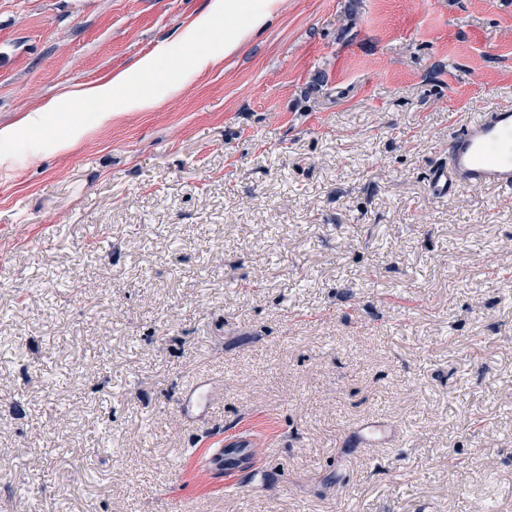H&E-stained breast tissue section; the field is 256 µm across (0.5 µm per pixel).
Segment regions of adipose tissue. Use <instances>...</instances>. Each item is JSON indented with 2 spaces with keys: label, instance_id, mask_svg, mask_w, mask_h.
Segmentation results:
<instances>
[{
  "label": "adipose tissue",
  "instance_id": "ef3b65f1",
  "mask_svg": "<svg viewBox=\"0 0 512 512\" xmlns=\"http://www.w3.org/2000/svg\"><path fill=\"white\" fill-rule=\"evenodd\" d=\"M278 4L279 0H212L208 10L199 15L180 38L181 43L193 51L190 68H173L170 77L158 79L160 65L169 55L163 50L149 54L108 82L68 91L62 99L51 100L41 109L27 114L20 125L0 128V141L15 139L23 129L42 128L49 115L59 111L60 107H67L72 113L79 112L88 100L97 104L98 119L102 122L122 112L150 108L160 95L189 86L222 54L236 51L249 35L267 25ZM204 34L209 36L210 45L201 49L197 42ZM149 76L154 77L155 82L149 90H142L140 84Z\"/></svg>",
  "mask_w": 512,
  "mask_h": 512
}]
</instances>
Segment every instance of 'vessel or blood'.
I'll return each instance as SVG.
<instances>
[{
    "label": "vessel or blood",
    "mask_w": 512,
    "mask_h": 512,
    "mask_svg": "<svg viewBox=\"0 0 512 512\" xmlns=\"http://www.w3.org/2000/svg\"><path fill=\"white\" fill-rule=\"evenodd\" d=\"M430 191L455 198L476 187H494L512 194V105L489 107L481 117L460 128L448 143V159L429 180ZM216 396L211 382L194 384L183 396L181 408L188 415L206 414ZM389 427L381 421L364 426L355 438L366 448L387 440Z\"/></svg>",
    "instance_id": "vessel-or-blood-1"
}]
</instances>
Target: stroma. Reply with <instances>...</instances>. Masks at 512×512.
I'll return each mask as SVG.
<instances>
[{"label":"stroma","instance_id":"stroma-1","mask_svg":"<svg viewBox=\"0 0 512 512\" xmlns=\"http://www.w3.org/2000/svg\"><path fill=\"white\" fill-rule=\"evenodd\" d=\"M209 3L0 0V128ZM495 104L512 0H280L152 109L0 143V512H512V201L427 190ZM225 431L261 478L194 469ZM216 396V389L209 381L194 384L181 401L182 411L187 415L206 414ZM392 432L382 421H374L364 426L355 438V447L367 448L387 440Z\"/></svg>","mask_w":512,"mask_h":512}]
</instances>
